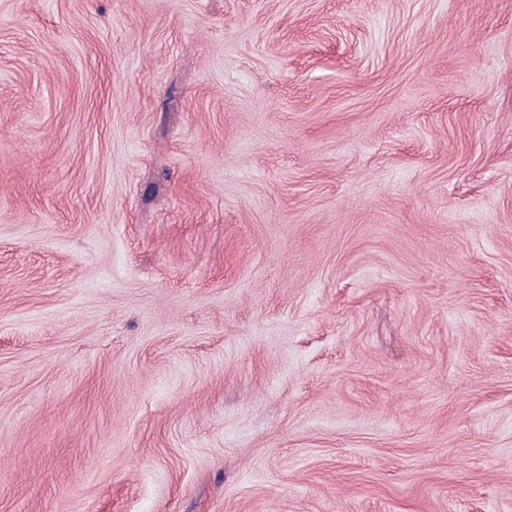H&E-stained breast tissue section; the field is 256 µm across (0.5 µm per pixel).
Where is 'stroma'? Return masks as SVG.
Masks as SVG:
<instances>
[{
  "instance_id": "1",
  "label": "stroma",
  "mask_w": 512,
  "mask_h": 512,
  "mask_svg": "<svg viewBox=\"0 0 512 512\" xmlns=\"http://www.w3.org/2000/svg\"><path fill=\"white\" fill-rule=\"evenodd\" d=\"M0 512H512V0H0Z\"/></svg>"
}]
</instances>
